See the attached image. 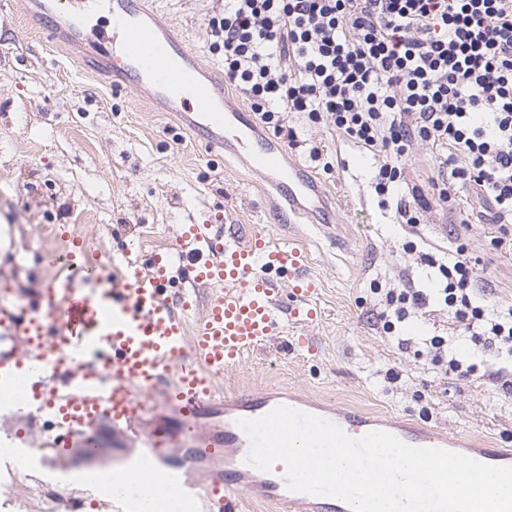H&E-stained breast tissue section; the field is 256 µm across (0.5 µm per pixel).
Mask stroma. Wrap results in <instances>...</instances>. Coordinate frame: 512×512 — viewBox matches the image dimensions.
Masks as SVG:
<instances>
[{"instance_id": "obj_1", "label": "stroma", "mask_w": 512, "mask_h": 512, "mask_svg": "<svg viewBox=\"0 0 512 512\" xmlns=\"http://www.w3.org/2000/svg\"><path fill=\"white\" fill-rule=\"evenodd\" d=\"M171 33L216 74L208 28L224 0H155ZM87 43L55 44L27 20L16 0H0V297L38 291L54 274L48 253L62 250L65 233L85 236L91 251L119 253L128 238L149 249L172 247L184 225L266 229L278 242L303 245L320 283L318 320L308 327L313 351L284 332L224 377L228 391L273 386L296 390L337 409L419 423L512 449V395L482 375L446 376L428 357L398 349L383 329L374 287H399L409 271L415 287L432 288L437 272L420 262L430 244L464 243L493 301L512 303V252L494 248L498 227L473 190H458L459 210L435 207L421 219L420 238L400 223L399 201L429 189L439 153L413 143L404 178L380 197L374 176L382 154L343 142L328 121L285 113L296 140L287 150L318 174L333 197L336 222L285 224L265 185L236 158L213 152L175 116L154 108L145 91L112 86L83 65L112 26L102 17L86 28ZM318 148L320 159L309 151ZM331 172H324V163ZM468 226H461V217ZM413 250H404L405 242ZM393 372L398 382L386 383Z\"/></svg>"}]
</instances>
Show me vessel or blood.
<instances>
[{
    "label": "vessel or blood",
    "mask_w": 512,
    "mask_h": 512,
    "mask_svg": "<svg viewBox=\"0 0 512 512\" xmlns=\"http://www.w3.org/2000/svg\"><path fill=\"white\" fill-rule=\"evenodd\" d=\"M75 0H32L28 13L66 45L87 35L70 8ZM112 51L87 59L112 82L149 88L178 112L185 128L211 149L244 157L270 186L284 222L335 223L322 182L280 142L262 135L224 96V84L186 53L159 10L143 0H108ZM60 276L25 304L0 309V384L22 385L25 397L0 402V417L42 420L40 434L16 430L12 452L0 454V475L27 469L57 487L49 512H198L206 485L214 512H351L344 501L287 489L283 464L271 471L245 462L249 440L238 421L288 406L328 419L350 437L386 431L414 447L459 440L414 423L334 410L301 396L288 400L245 390L224 394L225 372L266 347L287 327L311 325L319 282L308 257L256 230L218 237L209 224H189L175 247L147 254L135 241L119 257L92 263L83 236L67 237ZM292 291L283 305L279 284ZM195 313L188 323L187 313ZM139 446V459L112 465V486L96 477L100 430ZM176 446L171 464L156 456ZM469 456L512 466V450L469 446Z\"/></svg>",
    "instance_id": "1"
}]
</instances>
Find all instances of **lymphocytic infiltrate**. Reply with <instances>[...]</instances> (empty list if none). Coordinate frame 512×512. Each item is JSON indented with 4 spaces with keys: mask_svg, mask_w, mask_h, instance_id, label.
Segmentation results:
<instances>
[{
    "mask_svg": "<svg viewBox=\"0 0 512 512\" xmlns=\"http://www.w3.org/2000/svg\"><path fill=\"white\" fill-rule=\"evenodd\" d=\"M208 25L224 56V79L244 90L259 122L293 138L288 112L330 120L349 144L384 153L378 195L401 180L413 142L444 152L443 178L432 195L413 190L398 214L410 234L431 205H452L458 185L488 202L495 223H512V0H224ZM438 295L453 324L491 352L488 380L512 392V305L488 304L464 248L439 260ZM384 329L399 335L411 310L425 307L421 289L383 291ZM442 372L475 371L454 336H425Z\"/></svg>",
    "mask_w": 512,
    "mask_h": 512,
    "instance_id": "obj_1",
    "label": "lymphocytic infiltrate"
}]
</instances>
